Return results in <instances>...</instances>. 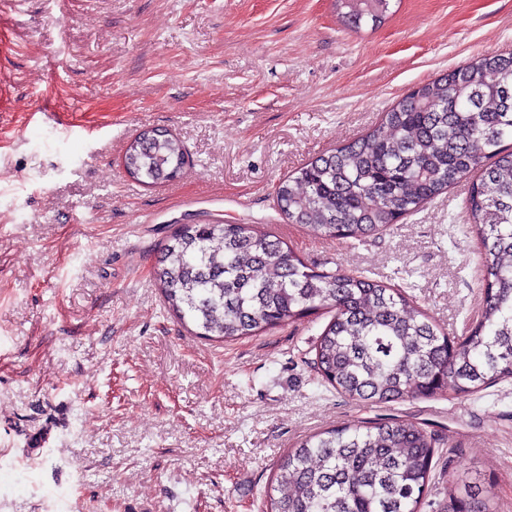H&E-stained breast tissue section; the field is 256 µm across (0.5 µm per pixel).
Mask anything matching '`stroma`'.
I'll list each match as a JSON object with an SVG mask.
<instances>
[{
    "label": "stroma",
    "instance_id": "35a3bbf8",
    "mask_svg": "<svg viewBox=\"0 0 512 512\" xmlns=\"http://www.w3.org/2000/svg\"><path fill=\"white\" fill-rule=\"evenodd\" d=\"M508 52L512 0H392L358 31L334 0H0V512H260L288 448L388 418L440 441L421 512L461 468L512 512V379L358 403L311 364L327 311L212 342L153 280L179 225L259 224L463 336L483 299L468 181L362 241L287 223L275 189L416 85ZM146 128L183 143L176 179L126 174Z\"/></svg>",
    "mask_w": 512,
    "mask_h": 512
}]
</instances>
